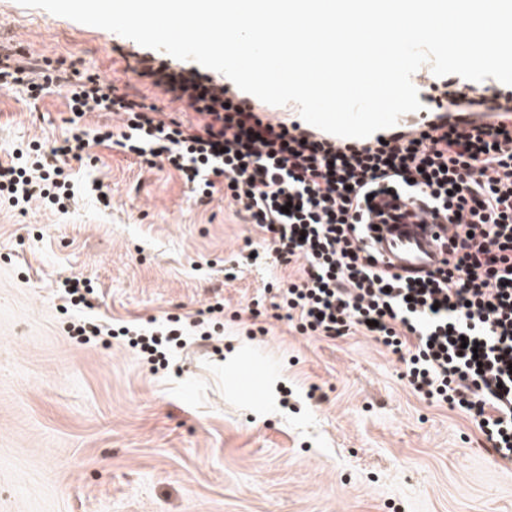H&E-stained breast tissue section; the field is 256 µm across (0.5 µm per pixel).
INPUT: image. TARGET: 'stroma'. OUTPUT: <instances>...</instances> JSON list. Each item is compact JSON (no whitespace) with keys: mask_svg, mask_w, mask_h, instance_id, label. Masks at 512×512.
Instances as JSON below:
<instances>
[{"mask_svg":"<svg viewBox=\"0 0 512 512\" xmlns=\"http://www.w3.org/2000/svg\"><path fill=\"white\" fill-rule=\"evenodd\" d=\"M0 42L182 111L126 70L134 42L116 33L0 0ZM69 117L65 90H0V163L63 139ZM72 168L102 195L64 214L0 202V512H512V468L419 400L394 356L275 318L280 272L248 265L262 236L223 194L197 204L172 170L103 144ZM73 276L94 293L65 315ZM256 301L268 333L252 337ZM216 302L212 348L187 337L156 373L123 340L69 333L80 316L192 321Z\"/></svg>","mask_w":512,"mask_h":512,"instance_id":"1","label":"stroma"}]
</instances>
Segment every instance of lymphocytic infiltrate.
<instances>
[{
  "label": "lymphocytic infiltrate",
  "instance_id": "1",
  "mask_svg": "<svg viewBox=\"0 0 512 512\" xmlns=\"http://www.w3.org/2000/svg\"><path fill=\"white\" fill-rule=\"evenodd\" d=\"M131 71L184 109L187 124L146 104L137 89L48 60L21 61L0 45V89L36 98L65 89L76 121L60 144L32 143L0 163V199L41 201L66 212L75 197L69 160L90 144L114 145L162 163L197 200L216 192L266 236L272 266L298 265L276 283L274 309L305 336H366L396 356L421 399L459 412L512 465V89L431 84L434 104L419 121L377 143L342 144L297 122L272 121L238 89L170 55L132 51ZM118 116L121 132H89L87 112ZM402 191L452 226L435 271L406 277L367 244L376 197ZM82 340L125 337L151 364L184 337L211 340L202 321L148 324L83 319Z\"/></svg>",
  "mask_w": 512,
  "mask_h": 512
}]
</instances>
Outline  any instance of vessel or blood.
Returning a JSON list of instances; mask_svg holds the SVG:
<instances>
[{
	"label": "vessel or blood",
	"instance_id": "b4317fda",
	"mask_svg": "<svg viewBox=\"0 0 512 512\" xmlns=\"http://www.w3.org/2000/svg\"><path fill=\"white\" fill-rule=\"evenodd\" d=\"M401 206L408 213V220L373 231L376 251L393 270L402 274L438 268L446 256L444 243L449 237L445 220L423 213L406 200Z\"/></svg>",
	"mask_w": 512,
	"mask_h": 512
}]
</instances>
